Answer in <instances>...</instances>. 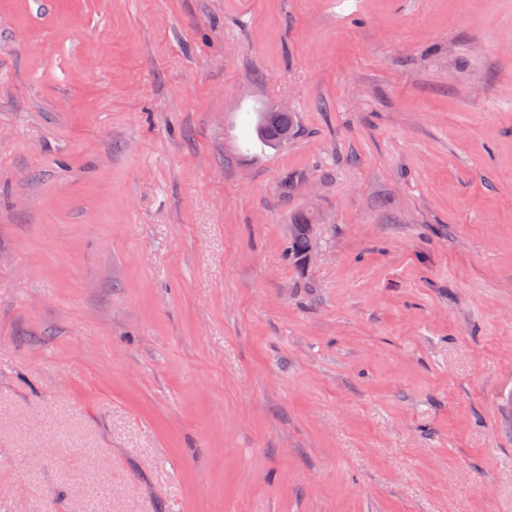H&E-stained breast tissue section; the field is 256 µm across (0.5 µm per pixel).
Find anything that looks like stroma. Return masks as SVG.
I'll return each instance as SVG.
<instances>
[{
	"instance_id": "35a3bbf8",
	"label": "stroma",
	"mask_w": 512,
	"mask_h": 512,
	"mask_svg": "<svg viewBox=\"0 0 512 512\" xmlns=\"http://www.w3.org/2000/svg\"><path fill=\"white\" fill-rule=\"evenodd\" d=\"M0 512H512V0H0ZM288 130L286 137L295 132V121L292 112H284L279 107L270 105L266 111L259 112L256 127L257 135L263 143L277 145L287 142L283 132ZM313 220L309 217L301 218L295 222L297 230L291 236L288 252L298 260H304L311 246L310 224Z\"/></svg>"
}]
</instances>
